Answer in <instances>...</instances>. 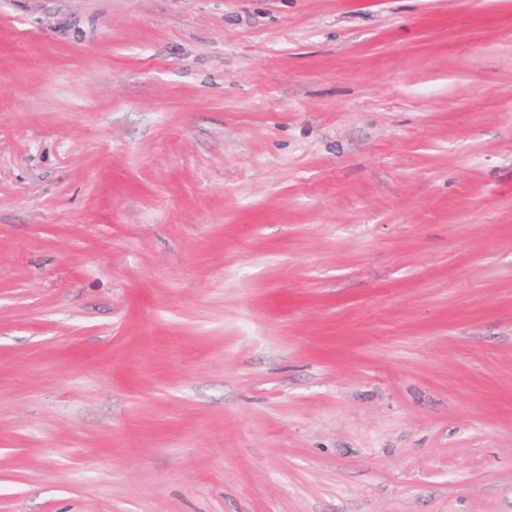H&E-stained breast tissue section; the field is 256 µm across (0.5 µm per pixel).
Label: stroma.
Segmentation results:
<instances>
[{
    "instance_id": "stroma-1",
    "label": "stroma",
    "mask_w": 512,
    "mask_h": 512,
    "mask_svg": "<svg viewBox=\"0 0 512 512\" xmlns=\"http://www.w3.org/2000/svg\"><path fill=\"white\" fill-rule=\"evenodd\" d=\"M0 512H512V0H0Z\"/></svg>"
}]
</instances>
